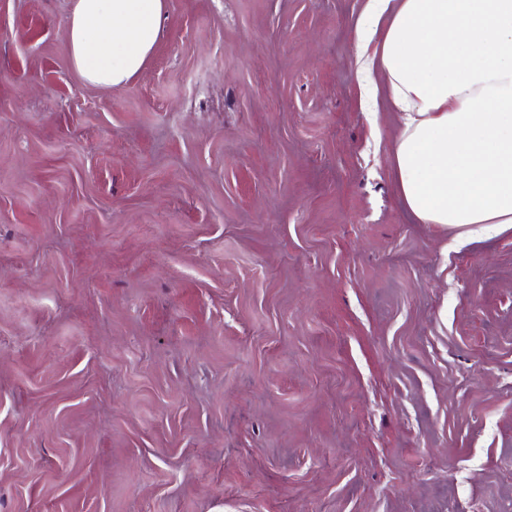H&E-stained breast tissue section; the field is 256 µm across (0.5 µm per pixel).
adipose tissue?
<instances>
[{
    "label": "adipose tissue",
    "mask_w": 512,
    "mask_h": 512,
    "mask_svg": "<svg viewBox=\"0 0 512 512\" xmlns=\"http://www.w3.org/2000/svg\"><path fill=\"white\" fill-rule=\"evenodd\" d=\"M164 0H74L64 24L87 82L122 87L161 32ZM388 14L379 39L356 32L365 72L380 71L401 114L391 164L422 224L512 226V0H368Z\"/></svg>",
    "instance_id": "ef3b65f1"
}]
</instances>
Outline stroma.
Segmentation results:
<instances>
[{
	"label": "stroma",
	"instance_id": "obj_1",
	"mask_svg": "<svg viewBox=\"0 0 512 512\" xmlns=\"http://www.w3.org/2000/svg\"><path fill=\"white\" fill-rule=\"evenodd\" d=\"M367 0H165L142 71L0 0V512H512V228L417 223Z\"/></svg>",
	"mask_w": 512,
	"mask_h": 512
}]
</instances>
